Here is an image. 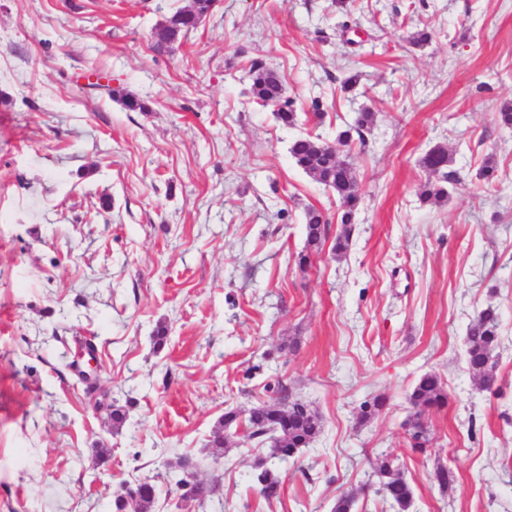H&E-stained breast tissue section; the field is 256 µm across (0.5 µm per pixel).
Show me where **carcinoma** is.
<instances>
[{
  "mask_svg": "<svg viewBox=\"0 0 512 512\" xmlns=\"http://www.w3.org/2000/svg\"><path fill=\"white\" fill-rule=\"evenodd\" d=\"M215 0H192L191 7L179 9L166 18V23L158 26L157 45L171 43L194 28V18L206 16L213 8ZM251 81L250 92L253 100L263 106L274 108L276 119L285 126H294L297 114L292 102L285 97V90L278 74L261 59L249 63ZM374 114L365 109L358 113L354 123L341 130L332 145L313 137H298L289 147V153L296 165L316 181L324 184L336 194L342 213V230L332 252L341 257L348 251L352 220L361 203L356 189V180L351 164L341 158L340 148L351 147L354 139H363L364 130L373 123ZM448 151L441 147L430 150L421 160L422 167L441 178L426 181L420 187V197L425 202L443 203L448 201ZM308 253L299 255V264L309 262V254L322 251L326 240L329 220L321 211L310 207L305 211ZM467 365L470 373L478 380L483 391H491L497 385L494 353L499 345V318L496 309L489 306L482 310L468 325L466 330ZM272 391L269 399L260 402L247 412L230 409L218 421L213 430L210 446L224 447L225 431L246 425L248 439L257 445H269V452L256 465L254 473L257 494L272 501L278 498L282 489L279 463L294 457L297 452L309 446L320 434L322 419L317 412L298 399L290 397L286 388L278 384L268 387ZM410 401L415 413L408 419L406 439L414 452L425 450L429 442L427 424L422 415L440 411L448 405V393L441 379L434 373L426 374L415 385ZM388 399L378 395L363 402L359 409V420L367 422L382 412ZM99 408L112 428L120 430L127 420L125 408L113 399L102 394ZM377 474L381 477L379 493L396 512H409L412 506V491L400 470L393 466L389 458L380 461ZM157 495V486L149 480L134 483L123 482L113 492L112 512H151Z\"/></svg>",
  "mask_w": 512,
  "mask_h": 512,
  "instance_id": "1",
  "label": "carcinoma"
}]
</instances>
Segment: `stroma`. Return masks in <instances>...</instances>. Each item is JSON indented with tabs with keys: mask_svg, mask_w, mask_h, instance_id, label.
<instances>
[{
	"mask_svg": "<svg viewBox=\"0 0 512 512\" xmlns=\"http://www.w3.org/2000/svg\"><path fill=\"white\" fill-rule=\"evenodd\" d=\"M189 4L0 0V512H112L118 485L145 479L153 512H332L347 493L355 512H394L373 490L383 457L411 486L410 512H512V128L499 120L512 0H217L157 47L158 25ZM253 58L281 77L295 126L253 102ZM363 108L374 122L346 151L363 199L348 252L300 268L306 209L330 235L341 224L289 144L335 142ZM438 146L450 199L436 205L418 192ZM490 306L487 392L465 335ZM81 345L98 359L93 389ZM430 372L450 404L427 417L418 454L404 424ZM277 382L323 429L281 463L267 502L252 488L266 449L209 440ZM104 391L127 409L121 430L93 409ZM379 394L388 407L358 423ZM184 458L214 489L206 505L170 480Z\"/></svg>",
	"mask_w": 512,
	"mask_h": 512,
	"instance_id": "35a3bbf8",
	"label": "stroma"
}]
</instances>
